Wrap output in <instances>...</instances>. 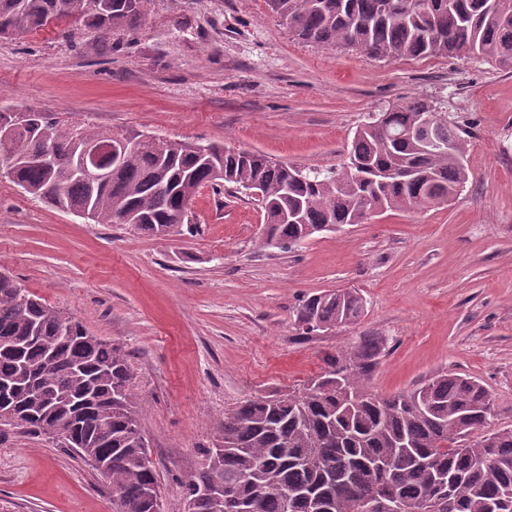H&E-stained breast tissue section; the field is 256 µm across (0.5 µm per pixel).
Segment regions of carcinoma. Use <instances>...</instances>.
I'll return each instance as SVG.
<instances>
[{
  "mask_svg": "<svg viewBox=\"0 0 512 512\" xmlns=\"http://www.w3.org/2000/svg\"><path fill=\"white\" fill-rule=\"evenodd\" d=\"M149 0H0V36L72 20L98 30L136 25ZM301 40L357 48L383 59L482 56L512 69V0H267ZM433 116L432 123L426 122ZM355 132L349 163L312 174L249 150L218 144L198 155L172 141L129 151L105 182L74 171L82 145L110 130L59 127L38 114L11 138L20 187L96 224H127L136 234L168 237L184 223L203 188H255L263 243L290 250L317 233L362 224L368 210L407 211L448 202L468 175L459 129L428 102L397 105ZM50 151L55 162L34 161ZM365 302L354 289L314 294L296 308L303 335L358 323ZM383 349L364 336L327 358L298 388L244 399L224 410L219 444L183 483V512H230L224 488L237 489L238 512H365L388 493L393 512H512V428L476 432L495 416L479 381L445 373L408 393L369 387ZM135 373L127 353L51 307L12 279L0 280V405L31 418L28 431L56 439L87 463L111 459L100 476L112 512H154L156 468L139 426ZM74 425L75 439L57 431Z\"/></svg>",
  "mask_w": 512,
  "mask_h": 512,
  "instance_id": "carcinoma-1",
  "label": "carcinoma"
}]
</instances>
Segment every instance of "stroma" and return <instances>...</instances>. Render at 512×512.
I'll return each instance as SVG.
<instances>
[{
    "label": "stroma",
    "instance_id": "35a3bbf8",
    "mask_svg": "<svg viewBox=\"0 0 512 512\" xmlns=\"http://www.w3.org/2000/svg\"><path fill=\"white\" fill-rule=\"evenodd\" d=\"M414 99L463 131V188L290 252L263 244V215L239 190L203 188L198 232L163 238L59 210L0 177V272L129 353L163 512H182V482L226 408L297 387L363 336L384 342L375 393L460 374L492 394V428H512V69L325 48L266 0H150L133 29L58 22L0 38V110L321 171L345 162L374 116ZM343 288L364 297L361 321L299 334L300 299ZM0 512H112V493L72 450L0 425Z\"/></svg>",
    "mask_w": 512,
    "mask_h": 512
}]
</instances>
